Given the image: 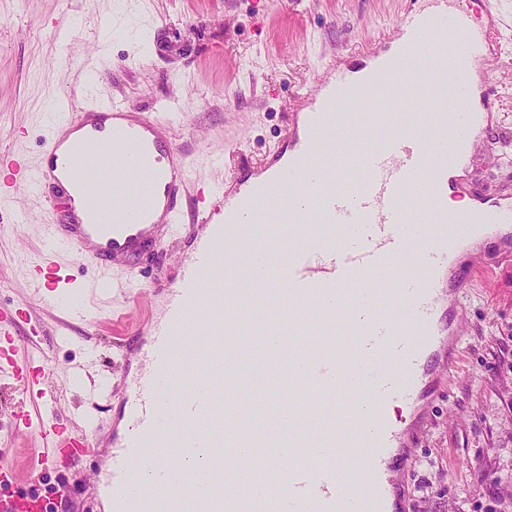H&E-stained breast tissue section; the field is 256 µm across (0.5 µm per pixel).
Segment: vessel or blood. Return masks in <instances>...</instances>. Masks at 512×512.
<instances>
[{
	"instance_id": "b4317fda",
	"label": "vessel or blood",
	"mask_w": 512,
	"mask_h": 512,
	"mask_svg": "<svg viewBox=\"0 0 512 512\" xmlns=\"http://www.w3.org/2000/svg\"><path fill=\"white\" fill-rule=\"evenodd\" d=\"M406 10L396 52L376 57L360 83L368 99L353 118L335 108L336 86L312 89L305 134L265 163L249 194L213 189L191 209L190 158L170 137L167 113L107 100L74 111L58 98L46 116L45 160L7 164L8 180L40 194L49 183L81 187L87 223L41 227L46 244L33 277L58 302L72 262L104 272L112 257L167 235L192 242L180 279L145 325L140 367L125 376V427L107 450L102 489L112 512H397L412 429L395 403L432 401L460 361L449 301L482 275L459 263L448 226L479 235L511 224L512 208L445 205L448 160L488 137L495 86L475 112L472 64L485 44L463 0ZM248 237L247 256L231 244ZM256 287L243 292L238 273ZM191 322L203 337L176 358ZM37 427L44 451L25 463L48 469L57 452L97 453L57 415ZM224 451L225 493L211 471L184 483L178 461ZM250 454L278 484L242 485L235 462ZM50 501L0 499V512H48Z\"/></svg>"
}]
</instances>
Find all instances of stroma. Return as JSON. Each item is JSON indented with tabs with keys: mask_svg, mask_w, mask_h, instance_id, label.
Returning <instances> with one entry per match:
<instances>
[{
	"mask_svg": "<svg viewBox=\"0 0 512 512\" xmlns=\"http://www.w3.org/2000/svg\"><path fill=\"white\" fill-rule=\"evenodd\" d=\"M477 30H498L493 65L477 60L475 76L502 87L494 141L480 148L458 178L483 200L512 205V0H494ZM422 0H0V152L37 161L47 135L46 112L59 96L74 106L122 98L141 111L176 103L170 132L192 158L189 188L251 174L284 143L302 90L342 65L359 69L393 33L408 6ZM68 34L59 46L55 28ZM74 59L60 65L61 53ZM44 199L14 193L13 212H0V309L23 308L31 319L13 328L21 354L48 353L42 387L57 393L56 412L77 432L94 431L108 445L122 430V347L155 315L160 289L137 302L113 293L94 309L91 291L72 292L65 306L41 300L28 271L41 249L39 228L65 223ZM25 223L15 222L14 211ZM188 250L170 238L162 256L144 254L137 272L177 278ZM463 262L485 266L459 315L461 365L427 409L407 465V512H512V230L471 247ZM109 396L90 404L89 392ZM10 368L0 364V438L15 461L41 446L19 423L35 411ZM96 418L98 429L88 420ZM103 457L55 469L30 482L25 473L4 488L18 498L65 489L69 512H97L94 487Z\"/></svg>",
	"mask_w": 512,
	"mask_h": 512,
	"instance_id": "stroma-1",
	"label": "stroma"
}]
</instances>
